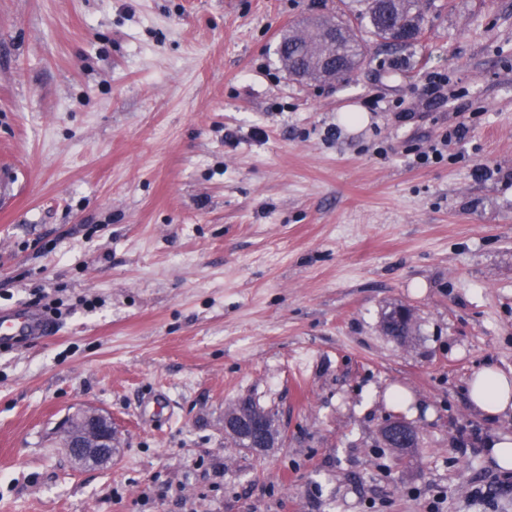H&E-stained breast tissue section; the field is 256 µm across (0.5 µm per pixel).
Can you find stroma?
Returning a JSON list of instances; mask_svg holds the SVG:
<instances>
[{
    "mask_svg": "<svg viewBox=\"0 0 512 512\" xmlns=\"http://www.w3.org/2000/svg\"><path fill=\"white\" fill-rule=\"evenodd\" d=\"M352 3L0 0V309L60 314L0 350V512H512L485 450L512 415L466 400L512 371V0H433L418 42L289 78L282 33ZM244 399L276 447L225 433ZM89 407L104 467L55 442ZM382 433L389 445L394 448H414L417 445V432L402 422L385 421Z\"/></svg>",
    "mask_w": 512,
    "mask_h": 512,
    "instance_id": "obj_1",
    "label": "stroma"
}]
</instances>
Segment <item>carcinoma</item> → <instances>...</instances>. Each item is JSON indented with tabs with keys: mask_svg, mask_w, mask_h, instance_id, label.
<instances>
[{
	"mask_svg": "<svg viewBox=\"0 0 512 512\" xmlns=\"http://www.w3.org/2000/svg\"><path fill=\"white\" fill-rule=\"evenodd\" d=\"M418 0H360L363 9L355 20L334 17H317L308 20L303 29L291 31L288 38L280 43V61H288L289 67L307 72L313 48H321L322 57L336 66V77H349L365 58V45L356 33L355 24L368 29L374 37L390 47H402L419 40L422 34V12ZM328 23L336 28V41L321 40L314 34L319 27Z\"/></svg>",
	"mask_w": 512,
	"mask_h": 512,
	"instance_id": "1",
	"label": "carcinoma"
}]
</instances>
